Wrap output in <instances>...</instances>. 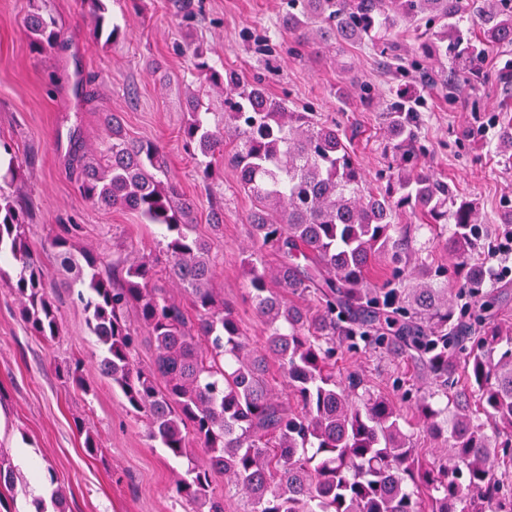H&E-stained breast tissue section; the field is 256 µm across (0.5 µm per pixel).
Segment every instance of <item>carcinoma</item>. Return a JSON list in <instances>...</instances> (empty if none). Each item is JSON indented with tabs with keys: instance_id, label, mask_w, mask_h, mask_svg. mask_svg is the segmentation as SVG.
<instances>
[{
	"instance_id": "cac0c4a2",
	"label": "carcinoma",
	"mask_w": 512,
	"mask_h": 512,
	"mask_svg": "<svg viewBox=\"0 0 512 512\" xmlns=\"http://www.w3.org/2000/svg\"><path fill=\"white\" fill-rule=\"evenodd\" d=\"M84 3L94 40L116 43L122 30L104 0ZM172 7L183 19L201 9L194 0ZM403 23L421 31L420 71L436 63L442 85L460 92L484 60V50L461 48L464 26L475 24L487 48L511 46L512 0H286L279 18L299 46L369 43L391 60L398 59L392 33ZM25 27L38 53L65 44L49 12L34 10ZM185 52L199 95L180 131L183 144L205 189L227 160L253 201L243 267L261 338H250L212 288L217 261L193 233L196 201L167 175L162 147L129 138L114 113L95 149L70 131L78 190L99 207L164 228L162 256L106 265L78 243L77 226L50 240L76 272L71 288L102 351L98 373L145 417L150 440L190 462L175 479L177 497L192 512H512V484L497 476L494 461L495 447L512 445V320L501 317L498 285L476 257L488 226L512 225V207L490 221L424 167L415 150L421 111L402 94L391 103L381 92L363 96L382 113L392 153L386 184L373 188L336 123L218 70L198 45ZM215 89L224 91L217 125L201 111V96ZM490 123L512 162V117ZM3 150L0 178L15 179L18 157L6 144ZM405 207L432 237L448 232L450 265L422 257L397 223ZM32 218L23 199L0 190V253L17 263L14 276L0 267V286L18 296L30 332L52 341L60 333L57 309L27 243ZM255 246L272 250L276 263L254 259ZM383 259L393 268L381 287L371 271ZM161 273L191 297L193 315L159 284ZM459 279L462 288L454 287ZM131 307L136 325L126 316ZM140 327L155 345L147 366L135 359ZM361 345L414 360L433 394L451 400L438 410L420 403L436 462L425 467L416 457L393 401L365 389L359 371L336 372V347ZM272 365L288 386L286 400L270 378ZM67 377L91 390L82 360ZM215 474L224 476L220 492Z\"/></svg>"
}]
</instances>
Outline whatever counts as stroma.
Returning <instances> with one entry per match:
<instances>
[{
    "mask_svg": "<svg viewBox=\"0 0 512 512\" xmlns=\"http://www.w3.org/2000/svg\"><path fill=\"white\" fill-rule=\"evenodd\" d=\"M201 2L200 14L189 22L174 15L168 0H138L134 5L109 0L110 15L126 34L117 44L98 45L83 0H0V142L27 161L21 180L34 208L27 241L49 276L60 326L59 336L50 342L32 335L20 318L17 296L0 287V448L25 449L42 474L40 494L5 500L0 505L5 512L50 506L51 492L58 487L65 493L68 512H184L174 499L173 482L185 472L187 460L169 456L150 441L143 419L129 410L111 380L95 377L87 393L65 381L71 362L89 358L97 345L50 237L60 225L78 224L83 243L98 246L109 260L159 250L154 226L128 210L94 207L81 196L68 164L70 128L79 127L85 144L98 147L104 135L102 115L112 112L121 117L130 138L164 146L171 179L197 203L195 233L210 242L217 258L213 286L236 306L242 326L254 339L260 323L245 298L242 267L251 200L240 190L235 168L224 165L212 183L224 205V223L212 227L207 192L179 137L196 89L183 46L202 44L211 64L261 83L295 107L306 106L336 120L366 180L374 186L386 182L383 120L361 102L364 86L381 91L392 87L384 58L368 45L300 50L294 36L284 32L267 62L255 53L254 42L274 30L282 0ZM36 7L58 18L67 50L32 51L24 18ZM510 65L512 46L490 50L484 61L486 81L475 82L460 95L437 84H415L426 116L419 144L432 168L455 187L459 198L473 201L488 216L512 205V164L501 160L493 136L473 140L463 132L500 109L512 113V87L495 79ZM80 73L96 77V99L84 105L72 92ZM354 369L370 390L397 399L400 424L411 434L416 455L433 459V443L418 425L417 401L426 390L422 370L402 355L338 348L337 372ZM86 429L102 445L97 456L85 452Z\"/></svg>",
    "mask_w": 512,
    "mask_h": 512,
    "instance_id": "stroma-1",
    "label": "stroma"
}]
</instances>
